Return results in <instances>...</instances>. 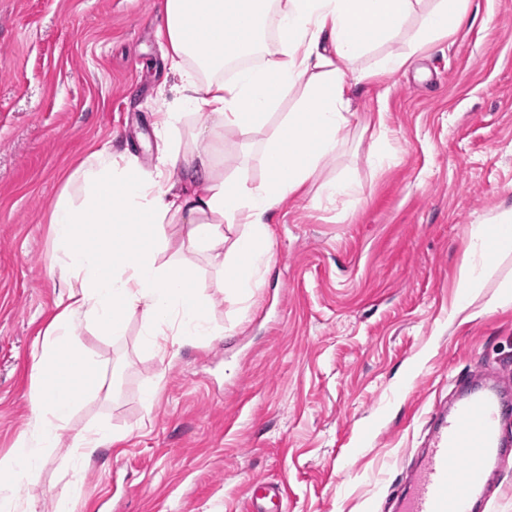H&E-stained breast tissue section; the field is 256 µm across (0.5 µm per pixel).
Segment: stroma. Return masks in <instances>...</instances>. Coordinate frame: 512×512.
<instances>
[{
	"label": "stroma",
	"instance_id": "obj_1",
	"mask_svg": "<svg viewBox=\"0 0 512 512\" xmlns=\"http://www.w3.org/2000/svg\"><path fill=\"white\" fill-rule=\"evenodd\" d=\"M466 2L471 26L355 87L322 176L352 173L358 192L287 201L252 298L217 287L221 257L186 251L212 284L213 336L161 363L140 316L115 340L79 331L113 392L76 409L21 489L33 512L64 497L69 512H244L253 478L282 485L287 512H392L431 412L471 373L512 367V254L471 248L512 208V0ZM160 22L158 0H0V455L27 425L35 339L60 292L47 219L62 172L105 142L152 167L155 112L182 109ZM376 111L390 154L377 170ZM467 266L481 286L464 321ZM98 425L117 442L71 464L72 431Z\"/></svg>",
	"mask_w": 512,
	"mask_h": 512
}]
</instances>
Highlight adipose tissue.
<instances>
[{"label":"adipose tissue","mask_w":512,"mask_h":512,"mask_svg":"<svg viewBox=\"0 0 512 512\" xmlns=\"http://www.w3.org/2000/svg\"><path fill=\"white\" fill-rule=\"evenodd\" d=\"M158 37L184 91L183 111L155 114L163 148L153 170L111 145L92 150L69 175L49 218L63 293L33 365L30 416L12 453L0 456V512H18L13 490L36 482L85 397L109 395L104 363L76 347L79 326L113 339L141 314L142 346L158 360L188 339L212 335L208 283L180 256L223 252L227 285L251 297L269 259L270 224L284 201L311 186L327 200L353 197L356 180L317 182L352 118L355 85L406 68L423 46L463 28L458 0H163ZM402 41L372 67L354 64L377 44ZM280 123L268 121L294 89ZM207 114L187 144L173 136L184 110ZM234 134L259 148L265 179L224 176V159L198 139ZM71 396L57 391L61 377Z\"/></svg>","instance_id":"1"}]
</instances>
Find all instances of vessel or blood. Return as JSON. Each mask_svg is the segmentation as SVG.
Instances as JSON below:
<instances>
[{"label": "vessel or blood", "instance_id": "obj_1", "mask_svg": "<svg viewBox=\"0 0 512 512\" xmlns=\"http://www.w3.org/2000/svg\"><path fill=\"white\" fill-rule=\"evenodd\" d=\"M512 375L491 381L467 380L451 409L432 424L427 448L409 476L398 512H477L488 472L506 452L502 426L508 415L503 395ZM246 512H285L280 484L258 479L245 491Z\"/></svg>", "mask_w": 512, "mask_h": 512}]
</instances>
